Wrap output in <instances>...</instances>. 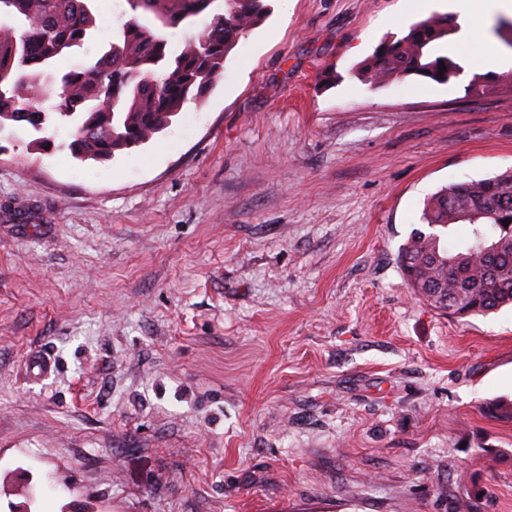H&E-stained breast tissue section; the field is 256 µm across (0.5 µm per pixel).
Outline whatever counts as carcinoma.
<instances>
[{"mask_svg": "<svg viewBox=\"0 0 512 512\" xmlns=\"http://www.w3.org/2000/svg\"><path fill=\"white\" fill-rule=\"evenodd\" d=\"M127 19L112 42L90 52L96 0H0V139L22 128L36 135L33 147L46 150V132L75 128L65 145L71 156L106 161L153 140L169 127L189 100L203 97L224 71L240 39L269 14L265 0H125ZM203 28L174 48L167 31ZM458 29L454 17L432 14L402 37L382 42L358 75L380 84L407 76L449 81L461 67L439 51ZM86 59L60 73L57 61L74 50ZM446 71L439 72L440 65ZM58 101L45 105L47 91ZM491 211L486 220L482 213ZM512 171L469 183L441 187L426 202L422 222L399 251L410 288L434 309L465 318L512 305ZM472 226L471 235L452 248L450 226ZM491 416L512 420V401L485 403Z\"/></svg>", "mask_w": 512, "mask_h": 512, "instance_id": "carcinoma-1", "label": "carcinoma"}]
</instances>
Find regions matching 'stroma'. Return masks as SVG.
Here are the masks:
<instances>
[{
    "instance_id": "stroma-1",
    "label": "stroma",
    "mask_w": 512,
    "mask_h": 512,
    "mask_svg": "<svg viewBox=\"0 0 512 512\" xmlns=\"http://www.w3.org/2000/svg\"><path fill=\"white\" fill-rule=\"evenodd\" d=\"M201 100L105 162L0 145V512H512V307L398 262L441 187L512 170V88L358 64L400 0H267ZM55 366L33 378L34 351Z\"/></svg>"
}]
</instances>
